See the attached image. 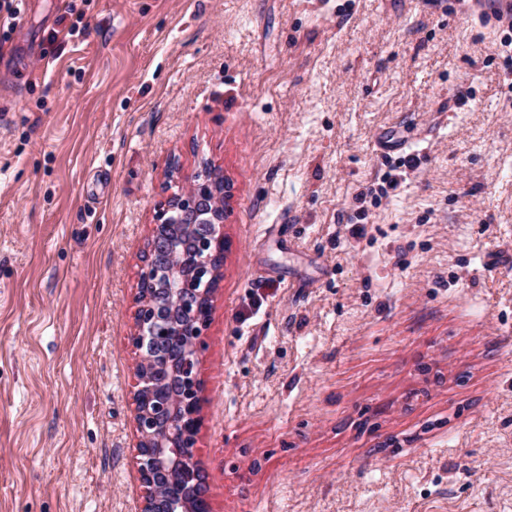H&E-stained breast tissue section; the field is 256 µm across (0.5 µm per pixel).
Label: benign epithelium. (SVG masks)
Instances as JSON below:
<instances>
[{
	"label": "benign epithelium",
	"instance_id": "7a95c632",
	"mask_svg": "<svg viewBox=\"0 0 512 512\" xmlns=\"http://www.w3.org/2000/svg\"><path fill=\"white\" fill-rule=\"evenodd\" d=\"M165 190L142 260L130 342L144 365L175 341L183 360L170 372L137 370L138 471L147 488L142 512H209L201 468L188 449L201 426L196 363L211 320L201 304L211 300L208 286L221 274L227 190L223 176L205 165L184 177L168 167Z\"/></svg>",
	"mask_w": 512,
	"mask_h": 512
}]
</instances>
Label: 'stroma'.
I'll return each mask as SVG.
<instances>
[{
  "instance_id": "obj_1",
  "label": "stroma",
  "mask_w": 512,
  "mask_h": 512,
  "mask_svg": "<svg viewBox=\"0 0 512 512\" xmlns=\"http://www.w3.org/2000/svg\"><path fill=\"white\" fill-rule=\"evenodd\" d=\"M17 3L0 512L143 504L129 338L173 160L232 184L198 363L210 512H512V26L468 0ZM417 165V158L413 155H408L405 157H402L396 164H394V167L389 169V171L385 172L381 177V184L378 185V188L370 187L367 188V194L370 195L373 198L377 199L376 195H385L390 190H396L398 187L399 181L391 172L395 171L396 169L400 168H407V169H413Z\"/></svg>"
}]
</instances>
